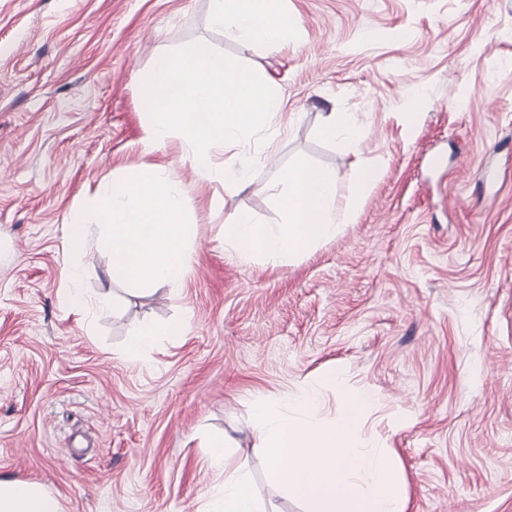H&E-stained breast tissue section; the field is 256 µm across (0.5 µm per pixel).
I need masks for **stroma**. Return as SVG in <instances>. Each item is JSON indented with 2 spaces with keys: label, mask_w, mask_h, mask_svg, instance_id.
Wrapping results in <instances>:
<instances>
[{
  "label": "stroma",
  "mask_w": 512,
  "mask_h": 512,
  "mask_svg": "<svg viewBox=\"0 0 512 512\" xmlns=\"http://www.w3.org/2000/svg\"><path fill=\"white\" fill-rule=\"evenodd\" d=\"M292 35L245 47L210 0H0V479L41 483L63 512H200L215 483L204 445L231 437L268 512H304L269 485L252 403L370 390L360 439L390 449L406 512H512V0H283ZM208 40L283 101L261 137L216 150L252 164L231 201L179 138L143 142L154 59ZM348 112L359 139H324ZM480 143L492 177L459 172ZM338 177L336 238L289 267L224 244L239 210L285 221L281 173ZM185 190L193 257L178 292L111 281L101 190L153 165ZM378 179L356 193L361 167ZM84 210L88 247L63 250ZM82 269L76 310L63 267ZM182 319L178 343L138 360L126 336ZM70 449L61 457V449Z\"/></svg>",
  "instance_id": "35a3bbf8"
}]
</instances>
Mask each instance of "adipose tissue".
<instances>
[{"label": "adipose tissue", "instance_id": "obj_1", "mask_svg": "<svg viewBox=\"0 0 512 512\" xmlns=\"http://www.w3.org/2000/svg\"><path fill=\"white\" fill-rule=\"evenodd\" d=\"M281 2L211 0V19L242 44L276 43L291 31ZM336 185V173L329 169L302 165L289 171L288 193L283 198L285 224L275 228L256 224L245 213L233 212L224 226L225 245L242 257L259 253L274 265H293L307 249L335 238ZM184 198L165 166L142 171L113 189L102 227V240L112 254L113 278L143 287L181 285L185 262L191 256V227L182 218ZM185 329L181 320L135 327L126 338L125 354L138 360L157 337L177 342ZM231 446L223 435L209 443L208 465L224 479L210 494L204 512H266L247 461L233 455ZM0 512H62V506L42 484L0 480Z\"/></svg>", "mask_w": 512, "mask_h": 512}]
</instances>
